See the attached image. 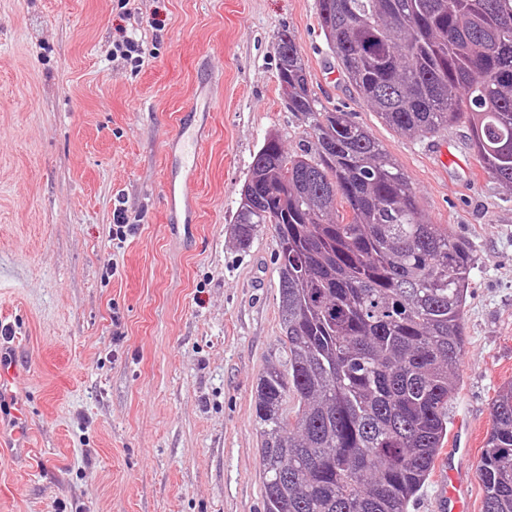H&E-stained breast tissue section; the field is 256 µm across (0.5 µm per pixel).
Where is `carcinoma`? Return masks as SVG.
I'll use <instances>...</instances> for the list:
<instances>
[{
	"label": "carcinoma",
	"instance_id": "carcinoma-1",
	"mask_svg": "<svg viewBox=\"0 0 512 512\" xmlns=\"http://www.w3.org/2000/svg\"><path fill=\"white\" fill-rule=\"evenodd\" d=\"M318 5L360 100L402 133L468 124L484 169L512 188V0ZM278 38V82L312 143L291 155L265 137L234 215L240 245L263 224L277 241L288 370L255 390L264 512H407L448 441L473 248L425 218L399 165L313 91L295 37ZM478 473L483 512H512L511 381Z\"/></svg>",
	"mask_w": 512,
	"mask_h": 512
}]
</instances>
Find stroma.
Instances as JSON below:
<instances>
[{"mask_svg": "<svg viewBox=\"0 0 512 512\" xmlns=\"http://www.w3.org/2000/svg\"><path fill=\"white\" fill-rule=\"evenodd\" d=\"M164 23L155 33L151 21ZM296 36L313 89L404 170L424 214L475 255L448 442L480 458L512 381V189L465 124L403 134L338 72L317 0H0V331L28 407V457L0 466V512H263L255 389L283 367L275 233L233 216L275 132L309 141L277 78ZM136 34L143 64L113 58ZM191 229L169 214L168 147L198 89ZM124 203L140 218L112 238Z\"/></svg>", "mask_w": 512, "mask_h": 512, "instance_id": "35a3bbf8", "label": "stroma"}]
</instances>
